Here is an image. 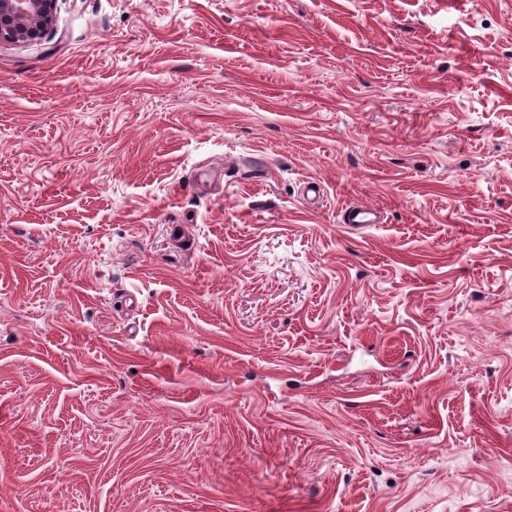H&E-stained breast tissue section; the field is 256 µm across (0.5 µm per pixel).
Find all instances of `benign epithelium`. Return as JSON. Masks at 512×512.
<instances>
[{"instance_id": "benign-epithelium-1", "label": "benign epithelium", "mask_w": 512, "mask_h": 512, "mask_svg": "<svg viewBox=\"0 0 512 512\" xmlns=\"http://www.w3.org/2000/svg\"><path fill=\"white\" fill-rule=\"evenodd\" d=\"M56 0H0V44H36L51 24Z\"/></svg>"}]
</instances>
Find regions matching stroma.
<instances>
[{
  "mask_svg": "<svg viewBox=\"0 0 512 512\" xmlns=\"http://www.w3.org/2000/svg\"><path fill=\"white\" fill-rule=\"evenodd\" d=\"M0 512H512V0L1 44ZM379 218L377 211L363 205L346 207L341 214L342 224H376Z\"/></svg>",
  "mask_w": 512,
  "mask_h": 512,
  "instance_id": "stroma-1",
  "label": "stroma"
}]
</instances>
